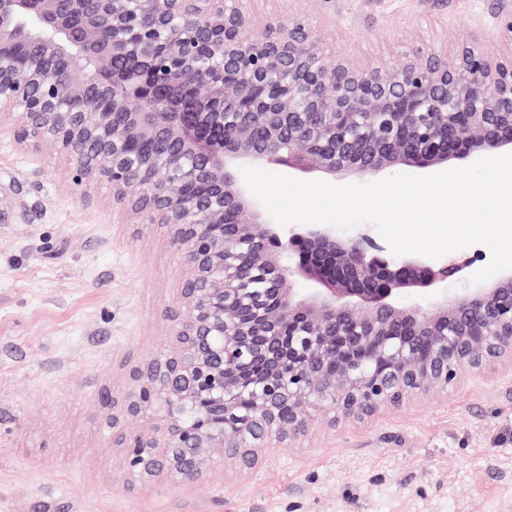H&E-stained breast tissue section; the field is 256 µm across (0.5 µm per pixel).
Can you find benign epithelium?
Here are the masks:
<instances>
[{"label":"benign epithelium","instance_id":"obj_1","mask_svg":"<svg viewBox=\"0 0 512 512\" xmlns=\"http://www.w3.org/2000/svg\"><path fill=\"white\" fill-rule=\"evenodd\" d=\"M235 2L0 0V119L164 225L181 257L172 351L133 367L112 401V443L140 480L194 482L228 459L251 469L323 409L361 420L512 361V274L407 304L405 290L459 266L272 224L239 172L364 180L512 153V13L496 59L470 41L452 60L428 45L399 67L330 70L317 31L257 25ZM17 46L22 69L6 56ZM134 142L154 152L132 159ZM131 417L148 426L129 432Z\"/></svg>","mask_w":512,"mask_h":512}]
</instances>
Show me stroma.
<instances>
[{
  "label": "stroma",
  "mask_w": 512,
  "mask_h": 512,
  "mask_svg": "<svg viewBox=\"0 0 512 512\" xmlns=\"http://www.w3.org/2000/svg\"><path fill=\"white\" fill-rule=\"evenodd\" d=\"M255 23L299 17L325 62L389 68L436 44L498 53L512 0H249ZM183 279L160 224L112 207L50 147L0 134V512H512V362L372 417L319 419L200 482L139 481L112 445L111 398L168 353Z\"/></svg>",
  "instance_id": "stroma-1"
}]
</instances>
